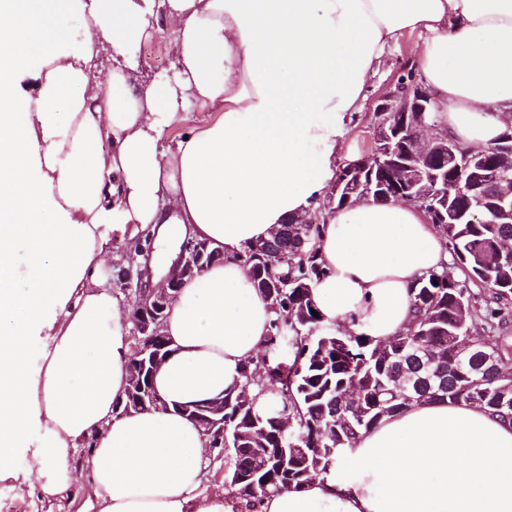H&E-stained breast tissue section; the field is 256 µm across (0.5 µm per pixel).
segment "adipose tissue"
<instances>
[{"instance_id": "obj_1", "label": "adipose tissue", "mask_w": 512, "mask_h": 512, "mask_svg": "<svg viewBox=\"0 0 512 512\" xmlns=\"http://www.w3.org/2000/svg\"><path fill=\"white\" fill-rule=\"evenodd\" d=\"M63 14L87 19L79 51L63 48ZM164 23L175 72L132 84ZM416 31L437 129L490 147L512 121V0H0V478L27 451L42 495L82 498L80 512H240L228 491L194 496L207 439L178 408L240 389L276 318L242 257L318 207L367 74ZM33 55L32 94L19 78ZM193 106L209 120L162 148ZM129 228L153 239L148 286L185 236L224 260L184 279L167 311L153 377L166 410L118 414L131 337L104 256ZM316 248L322 326L377 343L410 327L414 284L450 261L427 213L371 198L325 211ZM335 471L253 512H512V420L414 404Z\"/></svg>"}]
</instances>
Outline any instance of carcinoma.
Returning a JSON list of instances; mask_svg holds the SVG:
<instances>
[{
    "label": "carcinoma",
    "mask_w": 512,
    "mask_h": 512,
    "mask_svg": "<svg viewBox=\"0 0 512 512\" xmlns=\"http://www.w3.org/2000/svg\"><path fill=\"white\" fill-rule=\"evenodd\" d=\"M374 171L376 182L394 191L398 181L393 170L380 168L377 160L361 169ZM448 175V193L432 199L442 211L462 212L468 198L482 197L484 208L493 210L492 188L471 185L465 193ZM491 216H467L455 224H442L456 267L464 279L448 271L431 272L412 288L415 320L411 328L382 343L355 333L326 331L309 286L320 278L314 239L317 225L309 224L302 251H297L295 225L288 227V242L267 239L250 246L244 263L260 291L266 285L280 288V298L270 299L277 314L260 356L241 371L244 386L255 385L274 398L263 406L251 398L243 407L237 393H224V436L213 438V447L224 452V479L231 496L249 508L264 495L300 489L330 472L338 451L352 447L362 432L386 417L412 405L394 385L391 372L400 359L426 376L436 369L430 357H445V386L433 388L425 401L446 398L478 404L506 419H512V382L499 379L490 370L480 371V350L466 357L467 368L456 360L452 332H470L472 307L484 290L485 335L503 354L512 353V342L502 335V311L512 299V254L496 253L497 241L512 238V223L503 219L487 224ZM466 316V326L453 328L456 317Z\"/></svg>",
    "instance_id": "carcinoma-1"
}]
</instances>
